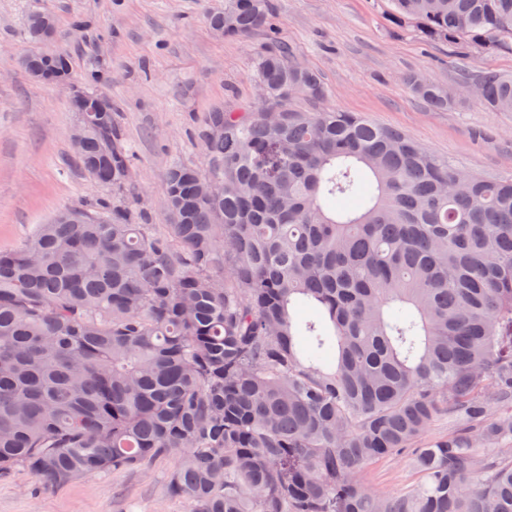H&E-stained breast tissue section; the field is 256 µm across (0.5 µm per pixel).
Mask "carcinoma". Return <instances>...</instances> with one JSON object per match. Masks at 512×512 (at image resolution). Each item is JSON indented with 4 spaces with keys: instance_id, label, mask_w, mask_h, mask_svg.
Listing matches in <instances>:
<instances>
[{
    "instance_id": "carcinoma-1",
    "label": "carcinoma",
    "mask_w": 512,
    "mask_h": 512,
    "mask_svg": "<svg viewBox=\"0 0 512 512\" xmlns=\"http://www.w3.org/2000/svg\"><path fill=\"white\" fill-rule=\"evenodd\" d=\"M391 2L434 40L512 39V0ZM269 10L224 0L208 24L243 38ZM23 35L29 75L71 79L68 52L42 48L51 13ZM256 76L257 107L208 114L206 169L167 168L162 231L124 198L134 149L112 100L81 113L78 163L112 204L0 251V476L51 489L174 457L166 491L189 512H512V178L291 108L326 90L273 31ZM101 81L89 65V101ZM476 84L512 112V75ZM408 87L455 104L423 74ZM390 456L417 480L371 491L361 471Z\"/></svg>"
}]
</instances>
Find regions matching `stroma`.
I'll use <instances>...</instances> for the list:
<instances>
[{"label":"stroma","instance_id":"stroma-1","mask_svg":"<svg viewBox=\"0 0 512 512\" xmlns=\"http://www.w3.org/2000/svg\"><path fill=\"white\" fill-rule=\"evenodd\" d=\"M270 22L297 63L316 71L324 107L358 112L396 128L458 167L512 177V112L484 108L472 76L512 75V41L428 40L415 24L395 20L389 0H270ZM224 0H0V250L21 247L37 225L65 207L111 201L112 191L84 172L72 135L78 121L62 87L31 78L19 58V36L33 11L51 12L59 44L72 58V79L89 63L109 80L123 138L135 148L128 196L147 224L165 226L162 178L174 159L206 161L199 133L209 112L255 107L256 59L266 32L224 39L208 23ZM451 87L457 103L437 110L413 96L410 75ZM173 458L149 472L83 477L38 490L32 474L0 476V512H189L166 495ZM362 480L396 493L415 476L405 459L369 464Z\"/></svg>","mask_w":512,"mask_h":512}]
</instances>
